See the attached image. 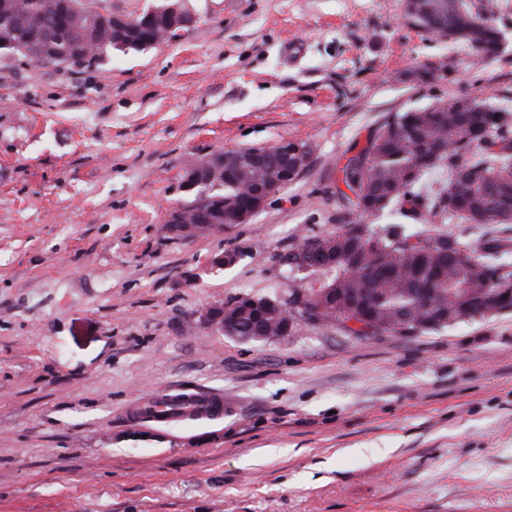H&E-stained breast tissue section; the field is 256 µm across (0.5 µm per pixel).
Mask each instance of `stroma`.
I'll list each match as a JSON object with an SVG mask.
<instances>
[{"instance_id": "obj_1", "label": "stroma", "mask_w": 512, "mask_h": 512, "mask_svg": "<svg viewBox=\"0 0 512 512\" xmlns=\"http://www.w3.org/2000/svg\"><path fill=\"white\" fill-rule=\"evenodd\" d=\"M190 4L178 40L88 70L0 53V512H512V313L266 342L199 321L308 285L279 257L339 226L342 168L387 117L512 110V0L493 59L406 26L401 0ZM281 141L310 164L250 223L166 234L192 159ZM442 229L506 241L512 266V224ZM171 390L222 396L223 418H135Z\"/></svg>"}]
</instances>
